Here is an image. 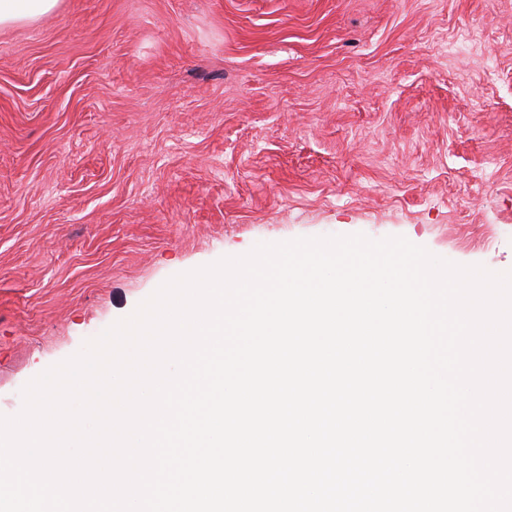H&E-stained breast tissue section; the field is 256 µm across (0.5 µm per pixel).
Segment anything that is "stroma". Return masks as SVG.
Segmentation results:
<instances>
[{
	"mask_svg": "<svg viewBox=\"0 0 512 512\" xmlns=\"http://www.w3.org/2000/svg\"><path fill=\"white\" fill-rule=\"evenodd\" d=\"M356 233L512 271V0H59L0 28V415L169 278Z\"/></svg>",
	"mask_w": 512,
	"mask_h": 512,
	"instance_id": "stroma-1",
	"label": "stroma"
}]
</instances>
